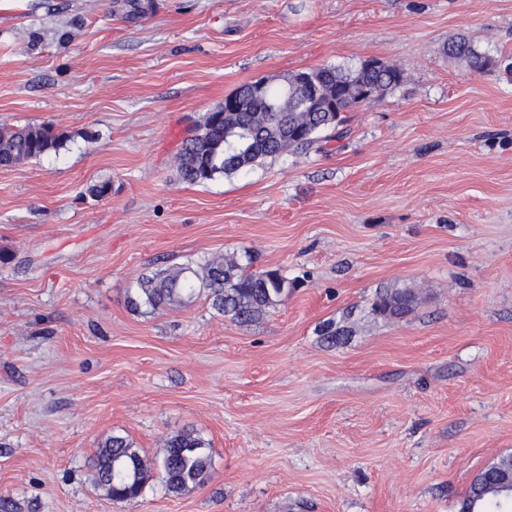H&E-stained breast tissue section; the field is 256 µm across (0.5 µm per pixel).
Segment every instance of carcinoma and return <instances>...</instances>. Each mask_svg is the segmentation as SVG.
I'll use <instances>...</instances> for the list:
<instances>
[{"label": "carcinoma", "mask_w": 512, "mask_h": 512, "mask_svg": "<svg viewBox=\"0 0 512 512\" xmlns=\"http://www.w3.org/2000/svg\"><path fill=\"white\" fill-rule=\"evenodd\" d=\"M448 53L467 60L476 70L491 64L464 39L451 42ZM306 81L318 96L319 106L309 109L295 96L268 85L256 93L257 82L241 85L234 96L245 108L224 117L210 112L204 122L182 142L175 157L178 177L188 184H201L221 174L244 172L267 159L305 149L319 141L318 134L336 128L340 113L365 104L402 81L401 72L379 61L362 63L356 69L324 66L288 76ZM67 136L48 125L0 127V166L10 167L40 159L63 146ZM288 290V278L276 270L250 272L234 256H215L196 266L179 265L143 276L126 295L133 311L154 313L181 305L205 293L212 307L229 320L249 325L260 320ZM413 296L407 290L384 289L376 294L371 311L385 317H401L412 310ZM98 484L115 501L138 497L154 477L139 449L127 437L107 438L92 459ZM212 469V456L204 440L191 431H181L165 440L158 474L165 492L174 496L205 485ZM462 512H512V487L499 485L496 475L485 470L472 482L461 503Z\"/></svg>", "instance_id": "cac0c4a2"}]
</instances>
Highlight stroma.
<instances>
[{"label":"stroma","instance_id":"1","mask_svg":"<svg viewBox=\"0 0 512 512\" xmlns=\"http://www.w3.org/2000/svg\"><path fill=\"white\" fill-rule=\"evenodd\" d=\"M140 3L0 0V124L67 136L0 167V512H458L512 455V77L448 44L512 56V0ZM367 60L404 80L339 138L177 178L242 84ZM216 253L287 277L262 320L202 294L127 308L143 275ZM382 288L414 310L373 314ZM185 430L203 487L98 488L106 438L155 459ZM448 53L457 58H464L470 66L476 70H483L491 64V60L478 53L470 44L464 39H459L451 42L448 45Z\"/></svg>","mask_w":512,"mask_h":512}]
</instances>
